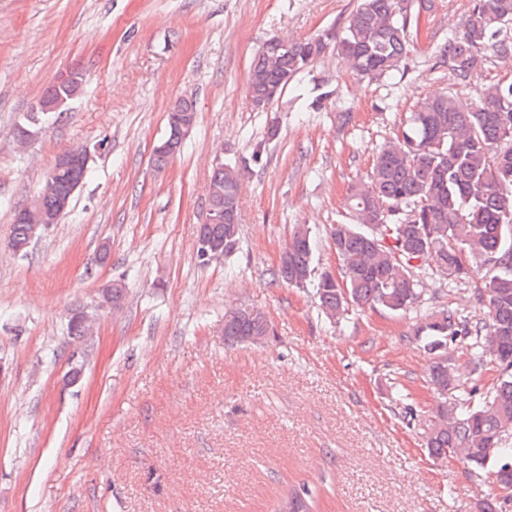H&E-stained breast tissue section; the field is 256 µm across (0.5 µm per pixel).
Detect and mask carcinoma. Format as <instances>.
<instances>
[{
    "label": "carcinoma",
    "mask_w": 512,
    "mask_h": 512,
    "mask_svg": "<svg viewBox=\"0 0 512 512\" xmlns=\"http://www.w3.org/2000/svg\"><path fill=\"white\" fill-rule=\"evenodd\" d=\"M407 0H359L334 47L362 77H380L405 67L412 19ZM512 0H473L463 30L448 37L438 62L460 82L474 79L488 57H512ZM329 34L301 41L273 37L256 53L248 89L259 108L284 90L329 48ZM82 84L53 83L41 98L72 101ZM51 112L27 113L16 126L21 136L45 123ZM241 171L220 162L207 186L208 212L197 236L232 255L240 241L238 188ZM351 222L333 225L331 245L342 279L324 273L316 283L318 307L330 321L353 308L407 312L422 301L412 261L434 254L438 273L450 284L486 279L483 312L429 309L415 338L434 355L428 384L444 398L426 440L437 461L450 457L486 471L501 490L512 491V83L480 85L469 99L446 91L428 97L377 149L367 179L348 193ZM42 224L12 222L10 244H30ZM309 230L295 225L275 276L305 287L312 279ZM266 314L256 308L224 320V340L233 345L270 335ZM476 365L499 370L485 391L477 383L460 388L455 350ZM461 394L448 401V391ZM325 490L302 484L282 496L289 512H318Z\"/></svg>",
    "instance_id": "obj_1"
}]
</instances>
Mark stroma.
<instances>
[{"mask_svg": "<svg viewBox=\"0 0 512 512\" xmlns=\"http://www.w3.org/2000/svg\"><path fill=\"white\" fill-rule=\"evenodd\" d=\"M356 5L0 0V512H270L303 482L331 488L326 512H480L489 474L425 448L437 399L414 331L426 308L480 313L483 281L448 284L422 258L420 308L336 323L313 288L272 276L297 224L314 239L315 274L340 275L330 231L348 188L420 100L512 82L494 57L466 84L438 66L471 0H432L405 71L362 79L330 51L256 110L248 77L263 43L340 32ZM73 68L82 94L18 144L17 123ZM320 86L334 95L315 111ZM185 96L196 123L156 167L152 149ZM82 147L90 175L70 211L15 254L14 210L58 154ZM227 160L243 173L240 243L203 267L207 182ZM113 280L126 285L116 309L100 304ZM241 307L263 310L270 335L225 343ZM74 310L93 316L88 336H68Z\"/></svg>", "mask_w": 512, "mask_h": 512, "instance_id": "obj_1", "label": "stroma"}]
</instances>
